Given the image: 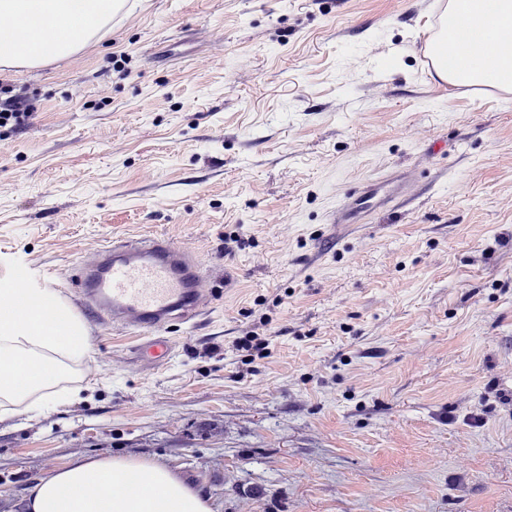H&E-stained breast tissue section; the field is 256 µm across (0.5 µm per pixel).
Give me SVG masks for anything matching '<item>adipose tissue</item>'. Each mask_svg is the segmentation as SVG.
I'll use <instances>...</instances> for the list:
<instances>
[{"mask_svg":"<svg viewBox=\"0 0 512 512\" xmlns=\"http://www.w3.org/2000/svg\"><path fill=\"white\" fill-rule=\"evenodd\" d=\"M123 0H0V67L33 68L65 59L110 26ZM475 29L478 40L458 52L452 82H493L512 87V55L496 51L502 31L512 30V0H448L447 17L431 50L447 58L456 28ZM89 345L79 314L51 288H32L20 298L11 279L0 280V406L37 405L42 390L82 362ZM26 512H211L209 501L180 476L153 460L126 457L72 462L36 480L25 497Z\"/></svg>","mask_w":512,"mask_h":512,"instance_id":"obj_1","label":"adipose tissue"}]
</instances>
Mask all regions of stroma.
Instances as JSON below:
<instances>
[{
  "label": "stroma",
  "instance_id": "obj_1",
  "mask_svg": "<svg viewBox=\"0 0 512 512\" xmlns=\"http://www.w3.org/2000/svg\"><path fill=\"white\" fill-rule=\"evenodd\" d=\"M125 2L69 58L0 69L38 106L0 136V278L71 304L101 245L158 234L216 283L161 366L86 319L89 372L0 412V512L103 456L213 512H512V90L424 70L448 0ZM415 162L411 207L327 224ZM252 330L267 356L235 349Z\"/></svg>",
  "mask_w": 512,
  "mask_h": 512
}]
</instances>
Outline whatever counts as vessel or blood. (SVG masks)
Returning <instances> with one entry per match:
<instances>
[{"instance_id": "vessel-or-blood-1", "label": "vessel or blood", "mask_w": 512, "mask_h": 512, "mask_svg": "<svg viewBox=\"0 0 512 512\" xmlns=\"http://www.w3.org/2000/svg\"><path fill=\"white\" fill-rule=\"evenodd\" d=\"M422 177L415 166L403 179L355 186L337 201L329 221L357 224L367 212L403 208L414 199ZM100 254L102 263L79 282L82 308L111 321L113 328L148 336V358L164 363L172 354L164 336L168 324L199 314L211 295L209 280L186 251L162 235L115 239Z\"/></svg>"}]
</instances>
